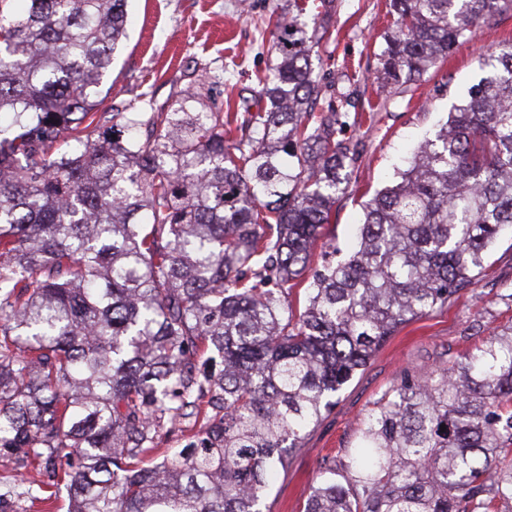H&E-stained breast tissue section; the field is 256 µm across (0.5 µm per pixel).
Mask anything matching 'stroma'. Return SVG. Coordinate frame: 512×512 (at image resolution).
<instances>
[{"label": "stroma", "instance_id": "1", "mask_svg": "<svg viewBox=\"0 0 512 512\" xmlns=\"http://www.w3.org/2000/svg\"><path fill=\"white\" fill-rule=\"evenodd\" d=\"M290 4L302 22L329 32L311 42V67L324 86L314 109L342 108L344 124L336 138L353 159L348 189L313 249L311 263L317 266L329 244L353 246L364 203L395 181L404 158L434 137L452 102L479 80L478 54L512 41V12L478 27L472 41L419 81L381 94L375 82L378 54L394 22L388 0H130L127 39L113 60L101 111L171 107L181 91L202 83L232 111L257 109L260 79L276 57L273 12ZM511 293L512 235L506 233L476 284L442 309L403 325L307 429L302 451L269 489L267 512H305L321 460L344 459L356 442L359 420L401 373L442 368L512 325V308L503 301Z\"/></svg>", "mask_w": 512, "mask_h": 512}]
</instances>
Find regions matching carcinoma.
<instances>
[{"instance_id": "obj_1", "label": "carcinoma", "mask_w": 512, "mask_h": 512, "mask_svg": "<svg viewBox=\"0 0 512 512\" xmlns=\"http://www.w3.org/2000/svg\"><path fill=\"white\" fill-rule=\"evenodd\" d=\"M383 87L421 79L512 0H391ZM128 0H0V451L68 512H263L303 432L404 324L448 305L512 232V42L363 205L355 249L311 250L351 157L313 116L305 23L275 20L263 112L198 91L94 112ZM69 149L50 152L62 131ZM308 279L302 309L292 282ZM215 410L145 465L161 422ZM445 429H440V426ZM305 512H512V326L404 373L326 458Z\"/></svg>"}]
</instances>
